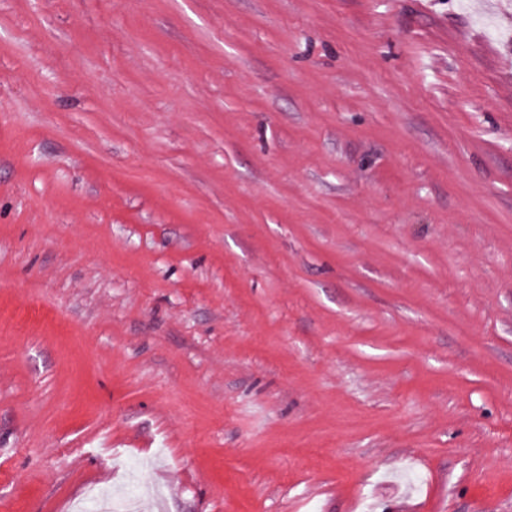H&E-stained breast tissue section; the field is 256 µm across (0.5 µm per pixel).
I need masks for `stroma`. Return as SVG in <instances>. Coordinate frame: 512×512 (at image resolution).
Segmentation results:
<instances>
[{
    "instance_id": "obj_1",
    "label": "stroma",
    "mask_w": 512,
    "mask_h": 512,
    "mask_svg": "<svg viewBox=\"0 0 512 512\" xmlns=\"http://www.w3.org/2000/svg\"><path fill=\"white\" fill-rule=\"evenodd\" d=\"M512 512V0H0V512ZM134 470L129 472L127 481L124 485L125 494L121 498H116L114 494L109 496H95L94 500L98 503H102L105 505V508L102 510L110 511V512H130L132 511V505L135 501L136 495L134 492V488L136 486V481L133 475Z\"/></svg>"
}]
</instances>
